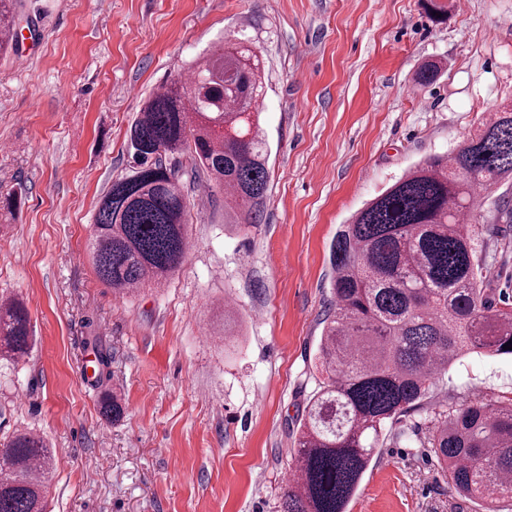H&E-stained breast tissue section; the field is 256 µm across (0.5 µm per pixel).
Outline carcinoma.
Here are the masks:
<instances>
[{"label":"carcinoma","instance_id":"1","mask_svg":"<svg viewBox=\"0 0 512 512\" xmlns=\"http://www.w3.org/2000/svg\"><path fill=\"white\" fill-rule=\"evenodd\" d=\"M14 0H0V52L11 45ZM144 102L128 134L133 165L100 197L87 252L99 279L123 295L162 285L188 248L191 174L224 192L234 223L258 224L269 189L259 119L261 64L251 49L220 40ZM440 71L420 65L413 81ZM512 184V103L495 106L477 131L446 154L410 168L343 225L331 248L335 305L318 346L322 380L300 425L279 512H346L387 423L444 381L464 355L512 356V308L486 287L482 232L473 217L492 188ZM32 329L24 305L0 304V359L25 356ZM107 418L120 398L100 399ZM428 444L448 485L512 512V402L440 410ZM52 452L17 432L0 444V512H46Z\"/></svg>","mask_w":512,"mask_h":512}]
</instances>
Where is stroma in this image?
<instances>
[{
    "label": "stroma",
    "instance_id": "obj_1",
    "mask_svg": "<svg viewBox=\"0 0 512 512\" xmlns=\"http://www.w3.org/2000/svg\"><path fill=\"white\" fill-rule=\"evenodd\" d=\"M15 0L33 43L0 55V296L23 300L34 345L0 361V438L54 450L49 512H277L334 306L330 245L408 169L454 149L512 100V0ZM246 32L265 68L270 182L258 224L188 185L189 244L164 287L112 292L87 239L125 176L142 101L215 42ZM444 63L412 84L418 64ZM486 276L512 304V223L486 238ZM234 320L224 321L225 305ZM112 353L119 422L81 374ZM512 402V357L466 356L387 424L348 512H484L428 446L435 411Z\"/></svg>",
    "mask_w": 512,
    "mask_h": 512
}]
</instances>
